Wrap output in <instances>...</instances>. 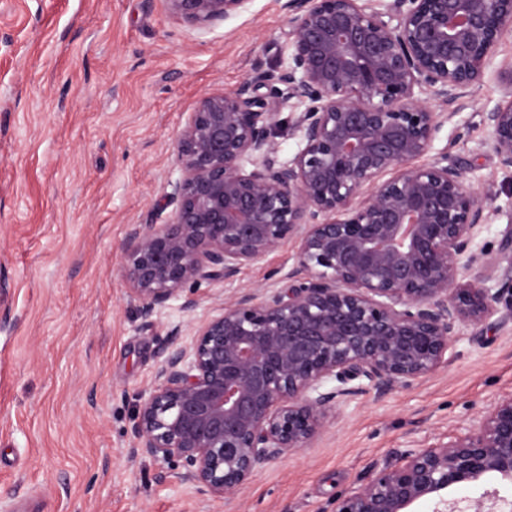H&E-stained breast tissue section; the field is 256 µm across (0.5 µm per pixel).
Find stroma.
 <instances>
[{"mask_svg":"<svg viewBox=\"0 0 512 512\" xmlns=\"http://www.w3.org/2000/svg\"><path fill=\"white\" fill-rule=\"evenodd\" d=\"M279 0L232 22L193 26L165 0H0V508L34 512H334L377 467L429 448L512 393V309L448 352V366L383 399L341 404L311 448L259 468L236 500H212L134 458L133 419L167 343L215 314L224 284L173 300L143 330L122 251L134 224H164L181 176L176 137L199 99L233 92L255 65L287 63ZM502 95L475 88L434 143L468 169L481 196L512 207L482 121ZM512 272V219L479 237ZM295 246L249 266L247 288L288 287Z\"/></svg>","mask_w":512,"mask_h":512,"instance_id":"35a3bbf8","label":"stroma"}]
</instances>
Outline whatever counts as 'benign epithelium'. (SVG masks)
Instances as JSON below:
<instances>
[{
  "label": "benign epithelium",
  "mask_w": 512,
  "mask_h": 512,
  "mask_svg": "<svg viewBox=\"0 0 512 512\" xmlns=\"http://www.w3.org/2000/svg\"><path fill=\"white\" fill-rule=\"evenodd\" d=\"M193 25L230 21L252 0H166ZM288 62L203 96L177 134L181 177L167 224H134L122 269L149 319L173 299L197 307L203 281L233 283L285 242L293 284L240 287L168 348L136 405L132 454L179 469L197 492L237 498L254 471L310 447L344 397L381 398L448 365L466 326L512 297V279L478 245L502 209L481 199L444 151L419 160L512 38V0H283ZM485 113L501 167L512 169V63ZM265 88L267 92L259 94ZM299 148L278 160L291 101ZM512 394L436 447L412 449L336 503V512H512Z\"/></svg>",
  "instance_id": "1"
}]
</instances>
